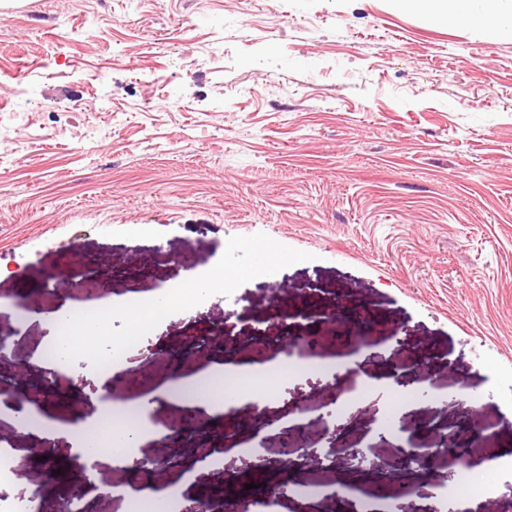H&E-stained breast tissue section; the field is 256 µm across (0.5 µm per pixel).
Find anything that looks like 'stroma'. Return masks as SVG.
<instances>
[{
	"mask_svg": "<svg viewBox=\"0 0 512 512\" xmlns=\"http://www.w3.org/2000/svg\"><path fill=\"white\" fill-rule=\"evenodd\" d=\"M93 261L111 293L148 295L218 270L224 291L169 309L111 378L112 400L152 391L168 363L164 340L205 329L277 334L267 311L326 305L351 295L373 316L378 361L341 371L361 388L363 415L332 436L315 425L319 453L363 448L393 409L440 425L470 395L512 456V35L478 24L432 27L392 0H22L0 9V375L36 371L54 328L20 322L18 295L42 312L61 299L43 290L67 267ZM402 328L448 367L429 372L433 400L404 403L374 387L398 353ZM51 379L58 397L40 412L84 415L94 366L66 352ZM138 369L130 382L128 372ZM332 375L292 381L268 399L259 456L278 454L275 422L319 409ZM154 442L110 448L98 472L115 486L88 501L70 471L78 512H130L120 458L146 465L143 487L194 476L153 465ZM397 512H512V468L489 493L441 498L454 487L410 473Z\"/></svg>",
	"mask_w": 512,
	"mask_h": 512,
	"instance_id": "35a3bbf8",
	"label": "stroma"
}]
</instances>
